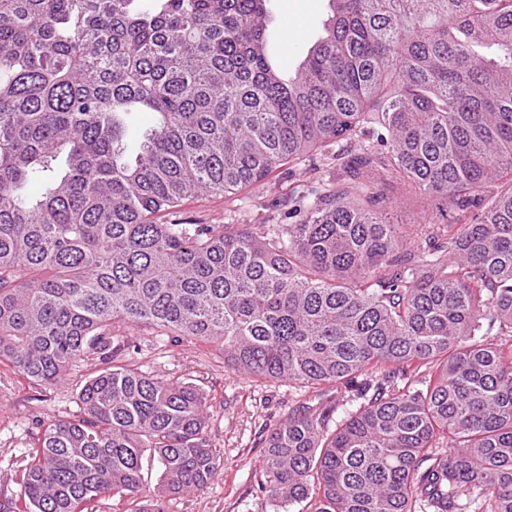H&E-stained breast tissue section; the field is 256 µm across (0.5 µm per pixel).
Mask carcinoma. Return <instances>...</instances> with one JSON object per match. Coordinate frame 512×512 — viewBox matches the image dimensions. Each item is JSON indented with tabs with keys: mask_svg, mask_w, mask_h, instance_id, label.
<instances>
[{
	"mask_svg": "<svg viewBox=\"0 0 512 512\" xmlns=\"http://www.w3.org/2000/svg\"><path fill=\"white\" fill-rule=\"evenodd\" d=\"M135 2L0 0V365L108 364L0 512H165L221 469L205 394L120 357L117 324L318 391L263 440L258 487L297 512H512V0H330L288 78L267 0ZM130 112L158 122L127 163ZM372 171L436 212L387 223ZM283 173L286 224L183 217Z\"/></svg>",
	"mask_w": 512,
	"mask_h": 512,
	"instance_id": "1",
	"label": "carcinoma"
}]
</instances>
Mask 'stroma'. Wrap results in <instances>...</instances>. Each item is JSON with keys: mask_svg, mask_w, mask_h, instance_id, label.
Returning a JSON list of instances; mask_svg holds the SVG:
<instances>
[{"mask_svg": "<svg viewBox=\"0 0 512 512\" xmlns=\"http://www.w3.org/2000/svg\"><path fill=\"white\" fill-rule=\"evenodd\" d=\"M266 9L270 59L285 75H294L324 34L329 0H268ZM285 185L278 177L263 181L235 202L220 194L202 195L186 202L183 211L206 224L223 223L236 211L258 224L266 216L265 204L281 198ZM381 190L389 200L383 212L387 221L412 227L422 222L429 208L425 198L390 180L382 181ZM112 334L143 371L163 380L191 381L207 397L208 436L220 451L222 468L207 488L168 497V512H288L257 486L262 441L289 406L313 399L314 391L227 371L223 356L213 348L160 336L148 327L119 325ZM104 367L99 353L91 350L66 380L47 385L0 365V502L16 499L20 492L26 448L39 423L78 415L81 388Z\"/></svg>", "mask_w": 512, "mask_h": 512, "instance_id": "35a3bbf8", "label": "stroma"}]
</instances>
